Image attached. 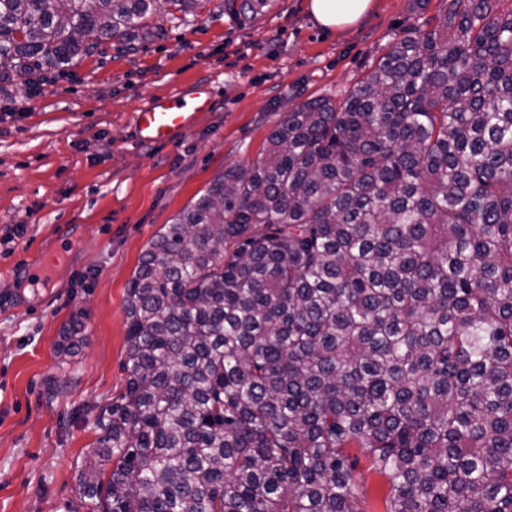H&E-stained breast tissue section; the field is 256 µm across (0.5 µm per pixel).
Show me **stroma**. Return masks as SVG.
Returning <instances> with one entry per match:
<instances>
[{"label": "stroma", "mask_w": 512, "mask_h": 512, "mask_svg": "<svg viewBox=\"0 0 512 512\" xmlns=\"http://www.w3.org/2000/svg\"><path fill=\"white\" fill-rule=\"evenodd\" d=\"M304 2L245 13L241 0H200L136 50L116 41L60 81L0 85V512H86L78 468L100 406L125 388V288L150 240L225 167L257 159L289 108L342 101L439 4L375 0L328 31ZM200 84L215 102L190 130L136 139L146 99ZM32 266L47 287L28 285ZM74 320L81 342L63 358Z\"/></svg>", "instance_id": "obj_1"}]
</instances>
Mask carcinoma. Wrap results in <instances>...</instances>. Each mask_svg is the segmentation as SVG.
Here are the masks:
<instances>
[{"label": "carcinoma", "instance_id": "1", "mask_svg": "<svg viewBox=\"0 0 512 512\" xmlns=\"http://www.w3.org/2000/svg\"><path fill=\"white\" fill-rule=\"evenodd\" d=\"M440 2L150 241L89 512H512V3ZM197 6L0 0V83ZM353 454L360 458L359 470L366 486V503L363 508L367 512H384L383 497L386 492L385 479L369 469L368 457L362 448H353Z\"/></svg>", "mask_w": 512, "mask_h": 512}]
</instances>
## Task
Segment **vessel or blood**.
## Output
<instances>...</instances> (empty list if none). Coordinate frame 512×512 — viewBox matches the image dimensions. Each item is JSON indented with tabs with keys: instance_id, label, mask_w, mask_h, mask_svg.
Segmentation results:
<instances>
[{
	"instance_id": "obj_1",
	"label": "vessel or blood",
	"mask_w": 512,
	"mask_h": 512,
	"mask_svg": "<svg viewBox=\"0 0 512 512\" xmlns=\"http://www.w3.org/2000/svg\"><path fill=\"white\" fill-rule=\"evenodd\" d=\"M213 104L214 93L207 86L189 93L150 98L134 115L135 136L144 143H169L177 133L193 126L201 113L210 111Z\"/></svg>"
}]
</instances>
